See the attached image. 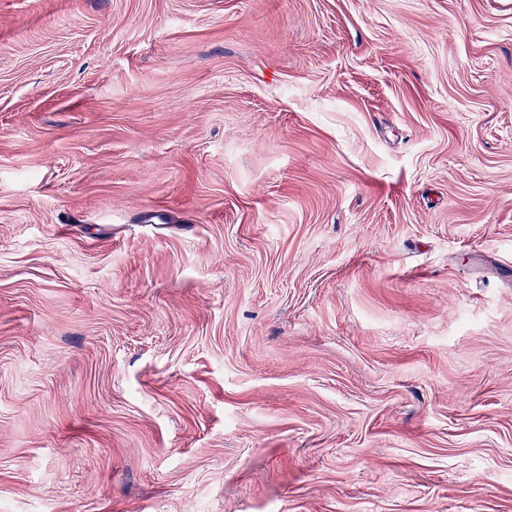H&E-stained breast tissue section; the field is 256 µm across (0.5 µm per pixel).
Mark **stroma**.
I'll return each instance as SVG.
<instances>
[{"label":"stroma","mask_w":512,"mask_h":512,"mask_svg":"<svg viewBox=\"0 0 512 512\" xmlns=\"http://www.w3.org/2000/svg\"><path fill=\"white\" fill-rule=\"evenodd\" d=\"M0 512H512V0H0Z\"/></svg>","instance_id":"35a3bbf8"}]
</instances>
